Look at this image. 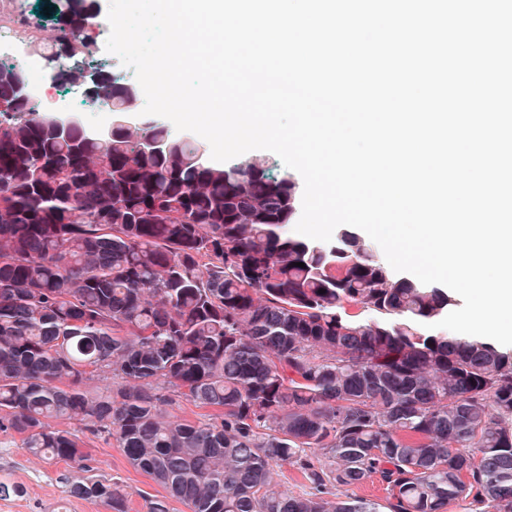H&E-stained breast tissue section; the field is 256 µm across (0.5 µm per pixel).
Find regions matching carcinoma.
<instances>
[{
  "label": "carcinoma",
  "instance_id": "cac0c4a2",
  "mask_svg": "<svg viewBox=\"0 0 512 512\" xmlns=\"http://www.w3.org/2000/svg\"><path fill=\"white\" fill-rule=\"evenodd\" d=\"M50 8L53 81L123 105L132 84L93 64L84 32L96 0ZM13 70L26 76L0 65V433L83 472L86 442L59 421L114 439L165 491L147 512H512V351L427 328L457 308L448 289L398 275L347 225L328 243L292 232L296 181L263 158L216 163L157 120L59 125ZM177 397L209 413L172 419ZM285 465L307 490L278 488ZM374 477L386 504L346 493ZM67 493L128 512L110 480Z\"/></svg>",
  "mask_w": 512,
  "mask_h": 512
}]
</instances>
